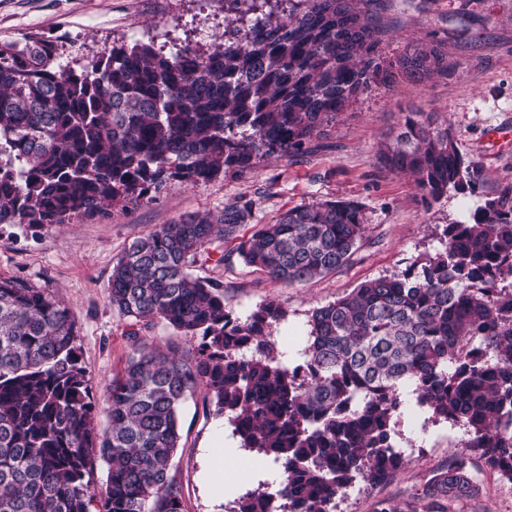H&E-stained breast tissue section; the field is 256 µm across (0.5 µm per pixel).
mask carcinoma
I'll list each match as a JSON object with an SVG mask.
<instances>
[{
    "label": "carcinoma",
    "instance_id": "obj_1",
    "mask_svg": "<svg viewBox=\"0 0 512 512\" xmlns=\"http://www.w3.org/2000/svg\"><path fill=\"white\" fill-rule=\"evenodd\" d=\"M248 2L246 28L226 17L209 48L174 55L115 43L82 63L63 37L0 41V224L106 216L170 182L301 155L372 86L448 74L439 43L382 57L376 0ZM379 158L428 205L482 187L479 162L431 113H406ZM251 211L241 198L215 219L182 215L118 258L112 309L136 329L100 403L69 309L0 277V512H184L171 472L181 409L198 394L240 447L282 470L276 491H248L227 512H334L352 483L386 481L404 463L395 426L407 388L429 420L466 435L426 484L429 507L473 497L482 469L512 482V182L469 221L444 225L435 253L313 309L291 361L273 336L280 303L242 320L224 284L194 269L209 246L230 242L217 259L225 270L310 282L358 250L364 210L304 202L246 237ZM158 324L190 346L156 343L147 332Z\"/></svg>",
    "mask_w": 512,
    "mask_h": 512
}]
</instances>
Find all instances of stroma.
<instances>
[{
  "instance_id": "35a3bbf8",
  "label": "stroma",
  "mask_w": 512,
  "mask_h": 512,
  "mask_svg": "<svg viewBox=\"0 0 512 512\" xmlns=\"http://www.w3.org/2000/svg\"><path fill=\"white\" fill-rule=\"evenodd\" d=\"M388 34L382 54L393 58L407 46L443 43L453 68L420 83L390 90L372 87L340 115L326 136L297 159L270 157L253 168L230 171L193 186L178 183L149 193L137 204L108 216L80 217L67 224L30 227L0 225V277L61 299L76 321L81 362L95 396H102L129 352L127 320L112 309V265L132 241L187 213L219 215L226 203H253V223L266 224L288 208L309 201L350 200L362 205L367 238L341 269L303 285L271 283L254 268L226 271L215 261L200 275L223 281L235 316L246 318L267 300L286 310L274 336L277 347L294 354L304 344L308 318L324 306L375 278L403 271L416 257L440 249L444 224L469 215L502 183L512 180V147L488 138L492 128H512V0H384L380 11ZM222 23L221 0H0V40L31 34L64 36L93 56L113 42L168 41L170 51L199 43L183 25L192 18ZM489 25H482V18ZM439 113L458 135L464 153L485 173L483 193H448L424 206L413 180L377 160L386 136L405 113ZM397 444L405 464L388 481H359L336 499V512H422L416 500L435 469L460 450L463 431L431 424L414 396H406ZM218 449L224 478L218 490L204 479L206 454ZM172 474L180 485L184 512H222L223 504L259 482L277 487L279 469L241 449L202 399L182 412V441ZM476 498L458 512H512V483L488 471L478 473Z\"/></svg>"
}]
</instances>
